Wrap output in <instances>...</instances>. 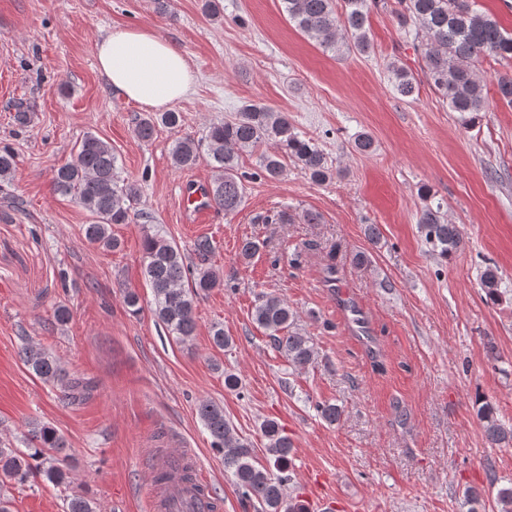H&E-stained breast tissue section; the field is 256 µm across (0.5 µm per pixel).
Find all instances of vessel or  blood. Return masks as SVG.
Instances as JSON below:
<instances>
[{"label":"vessel or blood","instance_id":"obj_1","mask_svg":"<svg viewBox=\"0 0 512 512\" xmlns=\"http://www.w3.org/2000/svg\"><path fill=\"white\" fill-rule=\"evenodd\" d=\"M187 202L194 221H201L208 214L210 198L204 182L198 180L191 184ZM194 458L195 453L190 448L155 456L151 472L155 476L163 474L164 479L151 484V512H209L206 479L199 475L194 481L187 482L180 477L183 466Z\"/></svg>","mask_w":512,"mask_h":512}]
</instances>
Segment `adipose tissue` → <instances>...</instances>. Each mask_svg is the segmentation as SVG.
Wrapping results in <instances>:
<instances>
[{
    "mask_svg": "<svg viewBox=\"0 0 512 512\" xmlns=\"http://www.w3.org/2000/svg\"><path fill=\"white\" fill-rule=\"evenodd\" d=\"M95 57L114 94L153 109L175 103L195 82L185 53L147 27H110Z\"/></svg>",
    "mask_w": 512,
    "mask_h": 512,
    "instance_id": "adipose-tissue-1",
    "label": "adipose tissue"
}]
</instances>
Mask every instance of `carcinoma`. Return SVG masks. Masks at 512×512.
<instances>
[{
  "label": "carcinoma",
  "mask_w": 512,
  "mask_h": 512,
  "mask_svg": "<svg viewBox=\"0 0 512 512\" xmlns=\"http://www.w3.org/2000/svg\"><path fill=\"white\" fill-rule=\"evenodd\" d=\"M288 22L325 51L370 53L371 42L366 30L370 3L376 0H343L344 12L338 14L334 0H281ZM400 26L415 27L429 84L448 101L453 112L468 115L466 122L486 111L484 84L476 73V64L485 57L512 58V33L506 32L491 15L476 8V0H399ZM393 83L402 97L417 91L413 74L392 66ZM499 99L512 106V75L496 81ZM181 115L176 111L159 112L141 118L135 134L142 141L153 138L156 126L176 128ZM268 145L271 150L260 155V169L270 180L284 173L283 158L292 159L300 172L316 183L333 176L324 150L311 138L295 130L288 113L265 104L248 101L230 120L210 124L203 140L179 138L171 149L175 167L184 169L197 164L206 155L214 171L209 190L211 205L226 214L236 212L244 201L245 175L238 172L239 152ZM117 158L112 147L93 133L81 140L73 159L58 167L53 175L56 194L68 198L92 216L84 225L86 240L106 251L119 247L112 235V225L128 224L152 216L134 209L140 199L137 182L119 178ZM16 166L13 150L0 146V181L12 179ZM419 229L432 251L446 258L462 243L459 228L448 223L442 204L426 205L418 218ZM213 241L207 236L196 238L189 252L158 232L147 233L142 240L144 276L154 295L153 314L178 344L195 335L196 301L202 294L224 284V271L212 263ZM502 274L489 261L480 271L479 283L489 300L501 299ZM252 320L264 329L275 347L288 362L304 369L314 362V349L307 337L292 331L294 314L288 303L271 293L261 292L252 311ZM23 364L46 384L65 382L66 374L47 349L23 340L18 351ZM198 417L211 438V447L224 455V472L245 501L256 512H308L305 503L286 494L293 481L288 456L292 443L278 422L267 420L261 431L267 439L266 463L255 460V449L239 437L224 408L210 402L198 406ZM488 441L494 445H512V429L496 419L492 405L478 410ZM26 450L0 443V481L25 484L33 475L52 485H68L74 476L61 451L65 438L47 423L33 422L23 435ZM64 512H96L94 502L75 494Z\"/></svg>",
  "instance_id": "carcinoma-1"
}]
</instances>
